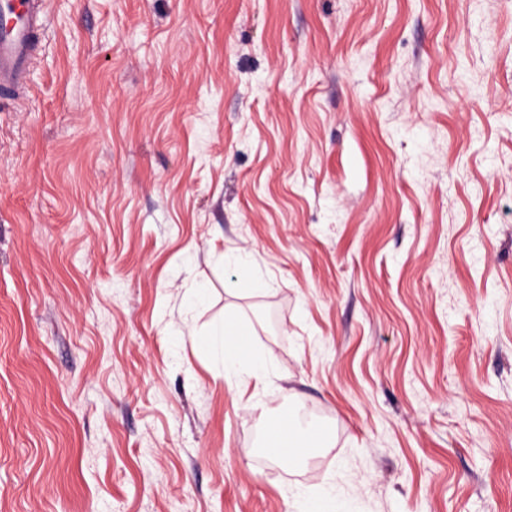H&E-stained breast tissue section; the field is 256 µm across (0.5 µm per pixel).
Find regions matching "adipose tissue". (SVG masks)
<instances>
[{
    "instance_id": "1",
    "label": "adipose tissue",
    "mask_w": 512,
    "mask_h": 512,
    "mask_svg": "<svg viewBox=\"0 0 512 512\" xmlns=\"http://www.w3.org/2000/svg\"><path fill=\"white\" fill-rule=\"evenodd\" d=\"M251 334L250 325L237 315L228 314L207 343L220 351L227 379L244 375L262 385L269 380L270 369L265 360L255 356L250 343Z\"/></svg>"
}]
</instances>
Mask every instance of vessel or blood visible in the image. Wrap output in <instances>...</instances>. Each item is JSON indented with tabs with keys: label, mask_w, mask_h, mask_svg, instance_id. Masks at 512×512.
Returning a JSON list of instances; mask_svg holds the SVG:
<instances>
[{
	"label": "vessel or blood",
	"mask_w": 512,
	"mask_h": 512,
	"mask_svg": "<svg viewBox=\"0 0 512 512\" xmlns=\"http://www.w3.org/2000/svg\"><path fill=\"white\" fill-rule=\"evenodd\" d=\"M44 0H0V98L13 99L42 43Z\"/></svg>",
	"instance_id": "b4317fda"
}]
</instances>
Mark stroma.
<instances>
[{
  "label": "stroma",
  "instance_id": "obj_1",
  "mask_svg": "<svg viewBox=\"0 0 512 512\" xmlns=\"http://www.w3.org/2000/svg\"><path fill=\"white\" fill-rule=\"evenodd\" d=\"M46 15L0 102V512H512V0ZM230 313L266 386L203 344ZM285 405L332 448L273 463Z\"/></svg>",
  "mask_w": 512,
  "mask_h": 512
}]
</instances>
